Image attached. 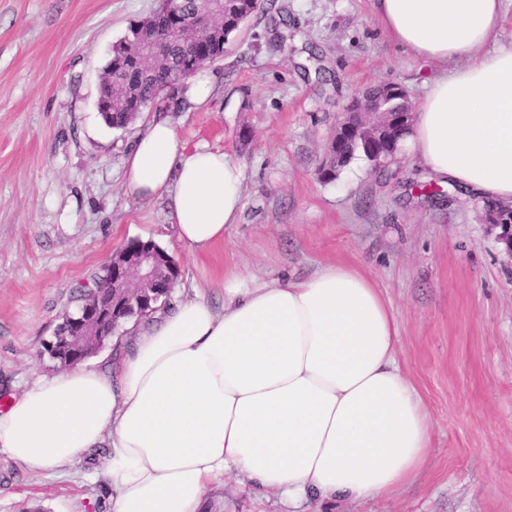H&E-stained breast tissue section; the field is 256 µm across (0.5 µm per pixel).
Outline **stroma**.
Instances as JSON below:
<instances>
[{
  "label": "stroma",
  "instance_id": "1",
  "mask_svg": "<svg viewBox=\"0 0 512 512\" xmlns=\"http://www.w3.org/2000/svg\"><path fill=\"white\" fill-rule=\"evenodd\" d=\"M157 0H0V409L59 368L36 352L131 239L179 267L172 296L224 303L228 270L270 283L320 265L375 280L399 329L398 361L429 410L421 478L393 495L336 499L319 512H512V256L483 219L484 200L432 182L406 149L381 169L355 156L321 179L350 100L385 83L419 102L441 73L383 30L374 0H265L205 64L214 94L166 116L189 148L245 168L243 210L223 243L194 256L176 243L166 199L136 201L123 160L143 112L124 129L97 108L112 45ZM107 449L32 472L0 452V512H112ZM219 512H292L279 495L233 480L212 487Z\"/></svg>",
  "mask_w": 512,
  "mask_h": 512
}]
</instances>
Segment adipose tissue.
<instances>
[{"label":"adipose tissue","instance_id":"adipose-tissue-1","mask_svg":"<svg viewBox=\"0 0 512 512\" xmlns=\"http://www.w3.org/2000/svg\"><path fill=\"white\" fill-rule=\"evenodd\" d=\"M415 59L444 64L406 149L441 181L512 203V45L502 0H375ZM127 193L167 198L178 242L209 253L237 223L245 172L149 122L123 162ZM398 324L374 281L330 263L271 285L229 271L224 304L156 311L114 368L79 364L13 395L0 452L31 471L110 450L112 512H205L225 475L292 503L384 496L413 484L432 446L419 390L397 362Z\"/></svg>","mask_w":512,"mask_h":512}]
</instances>
